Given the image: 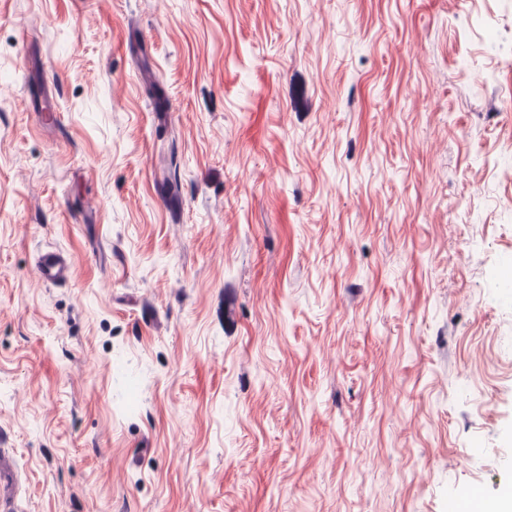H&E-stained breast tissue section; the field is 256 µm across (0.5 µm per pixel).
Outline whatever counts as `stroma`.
<instances>
[{
  "label": "stroma",
  "mask_w": 512,
  "mask_h": 512,
  "mask_svg": "<svg viewBox=\"0 0 512 512\" xmlns=\"http://www.w3.org/2000/svg\"><path fill=\"white\" fill-rule=\"evenodd\" d=\"M505 276L512 0H0L13 512L497 502ZM37 267L44 282L56 285L69 279L72 259L62 252L47 250L38 256Z\"/></svg>",
  "instance_id": "obj_1"
}]
</instances>
